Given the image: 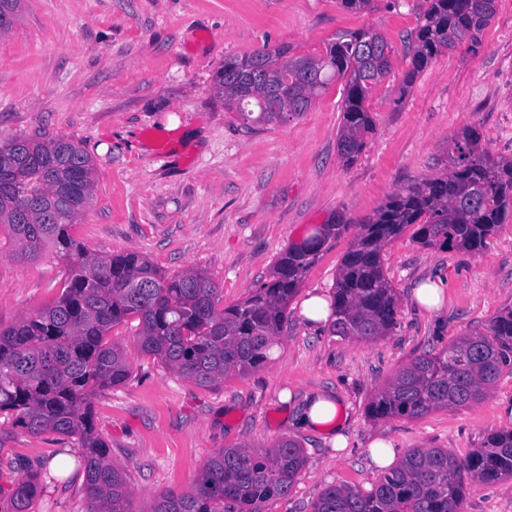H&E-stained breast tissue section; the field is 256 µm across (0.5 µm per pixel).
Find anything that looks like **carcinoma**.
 <instances>
[{
	"label": "carcinoma",
	"mask_w": 512,
	"mask_h": 512,
	"mask_svg": "<svg viewBox=\"0 0 512 512\" xmlns=\"http://www.w3.org/2000/svg\"><path fill=\"white\" fill-rule=\"evenodd\" d=\"M20 0H0V30L8 29ZM496 14V0H430L411 40L413 69L406 84L445 50L476 51ZM288 49L262 48L224 61L215 95L246 127L306 111L339 79L344 82L339 155L355 160L372 120L365 100L392 70L391 48L372 28L341 37L322 58L288 60ZM95 191L92 158L66 139L12 138L0 143V224L18 253L35 259L50 247L69 266L61 296L15 323L0 325V415L27 433L75 437L87 491L86 512H268L288 496L306 464L302 445L282 438L269 448H224L204 466L194 487L164 492L133 509L124 471L94 426L93 398L129 377L122 350L106 342L112 327L139 319L141 352L205 389L224 376L264 367L288 322V303L326 246L347 224H322L288 248L269 282L245 300L218 308L220 288L202 271L167 275L134 252L89 253L72 226ZM512 211V161L498 160L468 128L448 144V172L395 193L374 218L357 225L338 273L331 304L335 336L375 340L397 324L398 298L384 275L383 247L417 224L426 247L477 252ZM512 373V310L481 331L458 337L438 353L403 365L369 401L373 420L420 418L440 409L470 406L503 372ZM512 479V429L489 435L459 458L446 448H410L364 494L327 486L312 512H463L468 481ZM38 474L23 470L12 488V512H32L41 494Z\"/></svg>",
	"instance_id": "obj_1"
}]
</instances>
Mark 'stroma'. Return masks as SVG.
<instances>
[{
	"mask_svg": "<svg viewBox=\"0 0 512 512\" xmlns=\"http://www.w3.org/2000/svg\"><path fill=\"white\" fill-rule=\"evenodd\" d=\"M428 0H372L353 12L339 0H21L0 33V138L79 142L95 165V200L72 227L90 252H137L178 273L204 271L221 306L268 282L292 245L322 224H360L401 187L442 175L448 144L473 126L497 159H512V0H498L477 51L459 46L434 57L405 85L408 37ZM377 30L392 46V70L365 101L373 121L353 162L337 151L342 81L300 115L247 130L212 89L224 59L264 47L319 57L346 33ZM408 227L382 250L395 288L398 323L373 341L308 326L303 301L332 295L353 240L328 246L288 305V323L263 368L232 373L204 389L137 346V318L115 325L109 343L124 351L130 376L94 398L98 433L143 506L165 491L191 489L222 448L299 441L307 462L287 497L269 512H312L331 484L368 492L378 481L368 443L391 440L397 454L445 448L465 457L486 437L512 428V374L476 404L421 418L370 420L366 405L402 365L441 351L512 309V217L477 253L424 247ZM444 282L443 305L419 307L414 288ZM66 268L52 250L17 255L0 227V323L10 324L58 298ZM342 403L349 445L298 427L309 396ZM75 439L33 436L0 416V512L18 463L38 468ZM465 512H512V480L471 483ZM85 490L71 474L47 483L33 512H85Z\"/></svg>",
	"mask_w": 512,
	"mask_h": 512,
	"instance_id": "obj_1",
	"label": "stroma"
}]
</instances>
